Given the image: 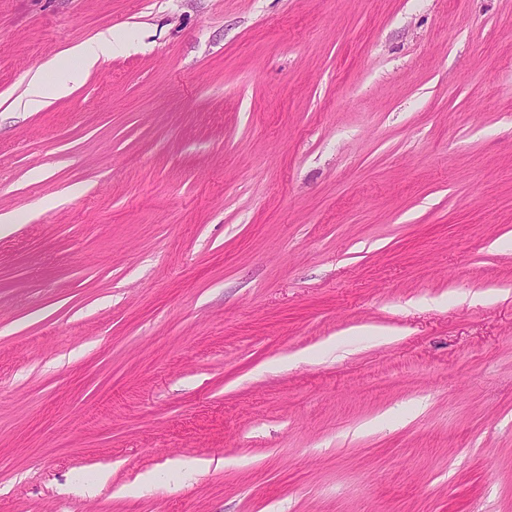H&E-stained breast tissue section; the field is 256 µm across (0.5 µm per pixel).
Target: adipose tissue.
<instances>
[{
  "label": "adipose tissue",
  "instance_id": "adipose-tissue-1",
  "mask_svg": "<svg viewBox=\"0 0 512 512\" xmlns=\"http://www.w3.org/2000/svg\"><path fill=\"white\" fill-rule=\"evenodd\" d=\"M126 48L127 44L121 37L108 31L100 34L91 43L78 45L70 49L69 55L77 61V68L67 77L51 82L45 81L42 76H33L20 100L23 110L36 112L45 107L50 100L69 95L74 83L85 73L94 68L101 60L123 52Z\"/></svg>",
  "mask_w": 512,
  "mask_h": 512
}]
</instances>
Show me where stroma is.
Masks as SVG:
<instances>
[{"instance_id":"stroma-1","label":"stroma","mask_w":512,"mask_h":512,"mask_svg":"<svg viewBox=\"0 0 512 512\" xmlns=\"http://www.w3.org/2000/svg\"><path fill=\"white\" fill-rule=\"evenodd\" d=\"M0 213V512H512V0H0ZM127 48V43L119 36L107 31L89 43L75 46L66 54L78 62L66 78H59L51 82L43 79L42 74L35 75L27 85L19 105L25 112H37L45 107L51 99H58L69 95L77 80L90 69L94 68L101 60L114 54L121 53Z\"/></svg>"}]
</instances>
